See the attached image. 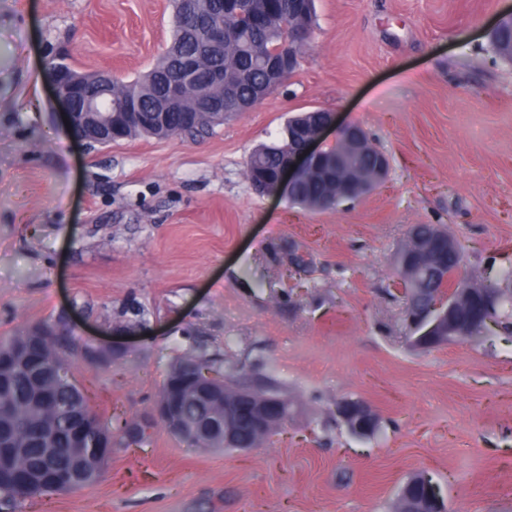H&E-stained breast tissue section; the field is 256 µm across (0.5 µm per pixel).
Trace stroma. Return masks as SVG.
Listing matches in <instances>:
<instances>
[{
	"mask_svg": "<svg viewBox=\"0 0 512 512\" xmlns=\"http://www.w3.org/2000/svg\"><path fill=\"white\" fill-rule=\"evenodd\" d=\"M512 0H315L298 69L197 141H74L45 61L144 74L171 0H0V336L66 326L112 431L101 479L15 512H390L431 477L448 512H512V339L415 348L392 297L416 224L459 245L460 276L512 265V61L488 28ZM320 108L390 160L372 194L327 211L254 193L252 150ZM242 365L294 402L248 450L191 447L152 420L171 366ZM368 403L377 433L336 418ZM147 424L138 444L124 424Z\"/></svg>",
	"mask_w": 512,
	"mask_h": 512,
	"instance_id": "stroma-1",
	"label": "stroma"
}]
</instances>
